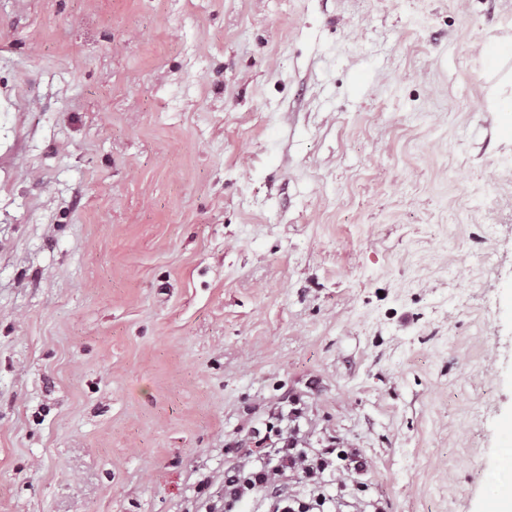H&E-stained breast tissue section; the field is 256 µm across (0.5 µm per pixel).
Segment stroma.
Here are the masks:
<instances>
[{
    "instance_id": "1",
    "label": "stroma",
    "mask_w": 512,
    "mask_h": 512,
    "mask_svg": "<svg viewBox=\"0 0 512 512\" xmlns=\"http://www.w3.org/2000/svg\"><path fill=\"white\" fill-rule=\"evenodd\" d=\"M512 0H0V512H197L300 400L385 512L512 463Z\"/></svg>"
}]
</instances>
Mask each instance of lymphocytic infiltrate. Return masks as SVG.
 <instances>
[{
  "label": "lymphocytic infiltrate",
  "mask_w": 512,
  "mask_h": 512,
  "mask_svg": "<svg viewBox=\"0 0 512 512\" xmlns=\"http://www.w3.org/2000/svg\"><path fill=\"white\" fill-rule=\"evenodd\" d=\"M369 468L355 448H303L296 432L274 426L253 431L248 444L235 446L224 470V497L207 501L205 512H235L247 500L263 499L268 512H328L329 508H353L364 501L360 477ZM336 472L347 496L328 499L324 477Z\"/></svg>",
  "instance_id": "f902f5d3"
}]
</instances>
